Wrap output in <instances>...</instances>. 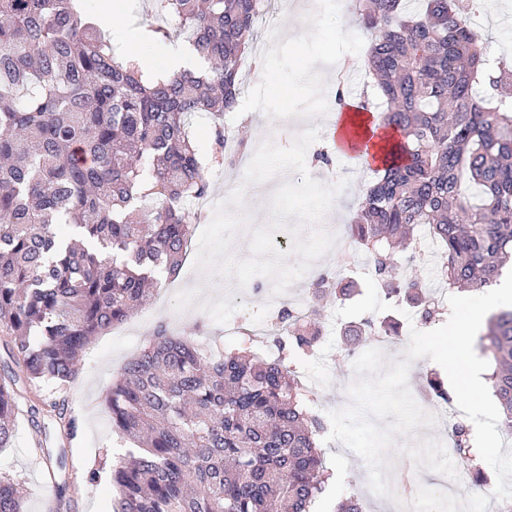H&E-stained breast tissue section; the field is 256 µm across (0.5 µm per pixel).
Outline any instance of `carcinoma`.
<instances>
[{"instance_id":"1","label":"carcinoma","mask_w":512,"mask_h":512,"mask_svg":"<svg viewBox=\"0 0 512 512\" xmlns=\"http://www.w3.org/2000/svg\"><path fill=\"white\" fill-rule=\"evenodd\" d=\"M356 0L370 32L366 65L396 143L349 231L386 296L405 298L428 324L442 312L416 276L419 228L437 246L440 282L489 288L512 265V57L494 60L472 22L473 0ZM163 25L182 32L205 71L155 77L128 64L73 0H0V339L15 369L0 378V448L14 438L19 386L39 393L31 421L56 413L68 436L77 420L59 395L95 336L128 320L179 273L192 205L207 197L209 161L190 126L199 112L238 105L240 67L253 45L256 0H155ZM241 152L248 140L215 131ZM473 186L479 199H469ZM311 311L351 289L323 275ZM289 342L276 358L255 343L214 358L159 323L105 398L112 432L131 444L109 464L113 512H312L327 470L313 392L291 368L320 333L286 308ZM396 332L368 317L355 336ZM478 345L485 379L512 431V309L486 320ZM471 453L469 430L454 427ZM23 481L0 473V512H24Z\"/></svg>"}]
</instances>
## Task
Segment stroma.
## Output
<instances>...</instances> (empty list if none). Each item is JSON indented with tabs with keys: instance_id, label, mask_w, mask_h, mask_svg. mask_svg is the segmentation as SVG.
Here are the masks:
<instances>
[{
	"instance_id": "35a3bbf8",
	"label": "stroma",
	"mask_w": 512,
	"mask_h": 512,
	"mask_svg": "<svg viewBox=\"0 0 512 512\" xmlns=\"http://www.w3.org/2000/svg\"><path fill=\"white\" fill-rule=\"evenodd\" d=\"M283 9L259 17L253 54L257 65L242 68V93L234 112L222 120L225 128L248 133L252 145L267 138L287 146L298 129L321 126L329 130L336 108L332 98L318 93L317 85L344 75L352 96H360L363 88L361 66L369 41L352 11L336 13L316 9L313 0H278ZM478 23L489 42L493 56L512 55V0H485ZM309 59L314 80L305 84L296 78L298 63ZM279 85L292 88L291 104L274 94ZM312 176L347 178L346 187L337 195L330 210V225L342 240V249H330L319 260L321 270L340 274L349 282L356 296H363L365 285L361 274L343 272V248H354L347 227L354 220L362 189L371 184L377 173L332 156L330 164L309 165ZM195 249H188L178 274L181 286L162 288L152 301L127 322L126 330H111L96 337L82 352L78 372L64 398L68 414L79 420L74 438H67L60 425L46 419L36 425L20 416L17 436L12 447L0 450V472L19 476L26 490V512H51L58 498H65L68 512H110L112 484L109 474H101L97 482H89L86 472L100 460L125 453L126 447L112 432L104 397L113 376L135 355L158 323H166L177 334L208 337L217 347H224V326L243 319L246 313L266 316V305L273 297L272 283L258 277L260 295L238 302L224 294L222 276L195 274ZM336 303H327L322 311L321 338L313 356L302 358L321 379L313 395L314 409L325 415L347 405L348 388L357 373L355 360L367 349L382 348L385 361L401 358L410 338V324L399 311L375 313L379 322L396 324V344L381 347L378 337L369 336L354 343L343 336L346 320L334 319ZM327 467L337 479L316 504L314 512H335L339 500L355 492H365L369 472L364 461L335 444L325 449Z\"/></svg>"
}]
</instances>
